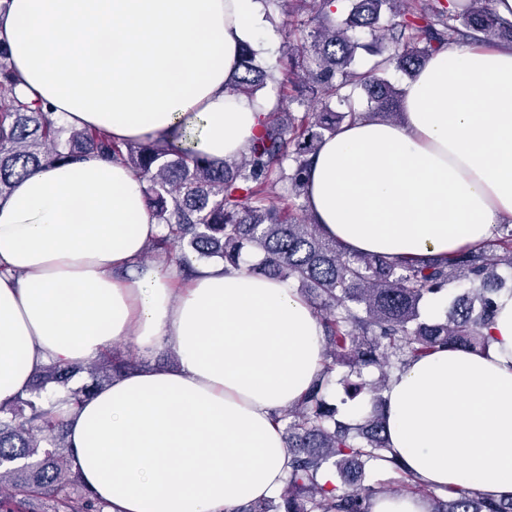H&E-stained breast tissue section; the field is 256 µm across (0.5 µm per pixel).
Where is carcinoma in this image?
I'll return each instance as SVG.
<instances>
[{
    "label": "carcinoma",
    "instance_id": "obj_1",
    "mask_svg": "<svg viewBox=\"0 0 512 512\" xmlns=\"http://www.w3.org/2000/svg\"><path fill=\"white\" fill-rule=\"evenodd\" d=\"M288 19L300 39H288L279 67L256 64L251 45L242 46L230 95L254 97L267 82L278 84L273 110L261 124L249 153L218 164L192 146V130L178 124L170 143H118L105 130L65 128L41 100H21L7 47L0 44V195L25 176L55 164L93 154L120 159L146 182V200L166 235L151 252L182 268L191 259L216 260L224 269L243 267V252L261 256L247 267L285 283H297L323 327V370L304 397L281 412L290 471L280 502L262 499L233 512H371L374 500L389 492L384 483H364L365 471L381 463L395 473L394 491L431 503L430 512H512V499L494 500L474 488L439 491L408 472L389 445L381 408L382 392L393 371L440 349L485 352L493 337L487 329L495 313L496 271L512 268V225L476 250L451 260L427 259L397 265L377 254L354 255L326 238L295 203L305 196V175L323 140L360 115L336 114L330 100L363 92L366 115L392 120L401 91L385 78L395 66L409 76L450 43L476 36L512 42V21L500 17L493 0H347L346 16L336 21V0H286ZM372 44L362 42L361 35ZM378 56L365 72L352 69L360 50ZM306 105L298 114L293 104ZM288 198L277 204V188ZM450 281L465 284L439 321L422 317L423 302ZM141 364L112 351L97 361L91 383L72 390L79 405L98 387ZM348 368L341 376L339 369ZM375 367L376 383L362 379ZM78 366L51 362L32 378L29 397L0 405V512H24L29 502L47 499L49 512H102L73 468L66 444V421L43 397L48 386L66 388ZM359 378L349 381L351 376ZM355 398L374 393L357 423L337 418L327 400L335 383ZM330 471L335 481L321 483Z\"/></svg>",
    "mask_w": 512,
    "mask_h": 512
}]
</instances>
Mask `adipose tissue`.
<instances>
[{
	"label": "adipose tissue",
	"instance_id": "ef3b65f1",
	"mask_svg": "<svg viewBox=\"0 0 512 512\" xmlns=\"http://www.w3.org/2000/svg\"><path fill=\"white\" fill-rule=\"evenodd\" d=\"M264 25L260 0H10L0 43L15 93L115 141L171 140L196 121L216 161L248 154L271 104L224 84ZM146 184L94 156L36 171L0 196V404L40 366L97 361L133 338L172 350L67 412L74 468L105 512H233L288 477L279 413L322 367V328L279 280L198 263L188 282L143 261L163 227ZM306 204L322 233L394 262L448 257L512 223V44L432 56L393 122L326 138ZM486 353L448 350L394 372L383 396L394 451L424 483L512 497V294Z\"/></svg>",
	"mask_w": 512,
	"mask_h": 512
}]
</instances>
